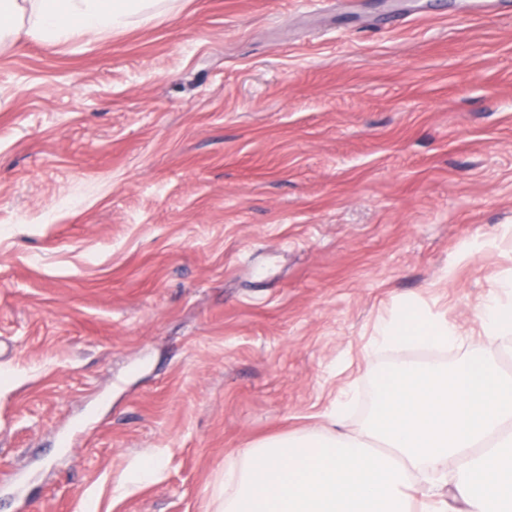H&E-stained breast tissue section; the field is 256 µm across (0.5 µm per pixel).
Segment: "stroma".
Segmentation results:
<instances>
[{
  "label": "stroma",
  "instance_id": "35a3bbf8",
  "mask_svg": "<svg viewBox=\"0 0 512 512\" xmlns=\"http://www.w3.org/2000/svg\"><path fill=\"white\" fill-rule=\"evenodd\" d=\"M512 6L178 0L0 52V485L31 512H223L224 465L419 346L512 371ZM512 304L495 303L487 308L485 330L488 334H496L511 330ZM424 339L422 334L410 326H403L402 331L396 330L391 324H386L379 330L375 343L384 346L405 345L410 343H420L426 346L444 348L453 346L461 341L460 336L448 326V323H432L430 332Z\"/></svg>",
  "mask_w": 512,
  "mask_h": 512
}]
</instances>
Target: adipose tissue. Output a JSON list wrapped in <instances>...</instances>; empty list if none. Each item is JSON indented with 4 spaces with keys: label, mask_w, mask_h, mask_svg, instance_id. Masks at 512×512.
Here are the masks:
<instances>
[{
    "label": "adipose tissue",
    "mask_w": 512,
    "mask_h": 512,
    "mask_svg": "<svg viewBox=\"0 0 512 512\" xmlns=\"http://www.w3.org/2000/svg\"><path fill=\"white\" fill-rule=\"evenodd\" d=\"M164 0H0V51L14 39L55 45L76 36L95 39L131 24H148L164 13ZM426 342L444 348L459 343L445 323H434L428 335L406 326L383 325L375 339L384 346Z\"/></svg>",
    "instance_id": "obj_1"
}]
</instances>
